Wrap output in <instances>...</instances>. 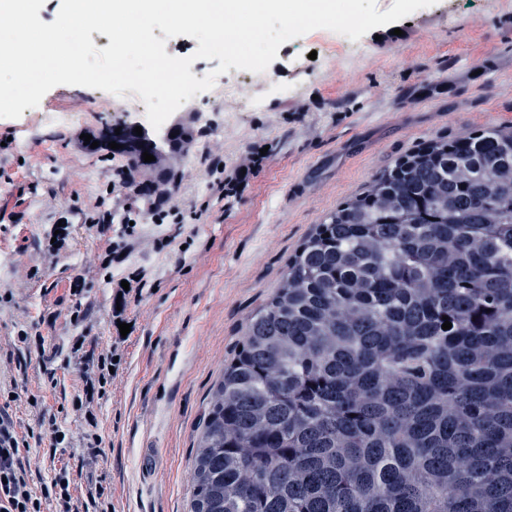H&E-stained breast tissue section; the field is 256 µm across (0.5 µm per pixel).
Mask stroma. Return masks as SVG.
<instances>
[{
  "instance_id": "1",
  "label": "stroma",
  "mask_w": 512,
  "mask_h": 512,
  "mask_svg": "<svg viewBox=\"0 0 512 512\" xmlns=\"http://www.w3.org/2000/svg\"><path fill=\"white\" fill-rule=\"evenodd\" d=\"M224 80L232 96L191 109L159 214L144 174L125 183L123 158L81 139L119 121L162 139L131 96L59 85L0 118V383L19 436L50 420L66 435L31 445L35 487L65 464L74 495L103 486L112 512H189L212 388L315 225L416 145L512 126V0H436L355 42L316 29ZM219 177L237 189L219 195ZM107 352L120 364L89 395Z\"/></svg>"
}]
</instances>
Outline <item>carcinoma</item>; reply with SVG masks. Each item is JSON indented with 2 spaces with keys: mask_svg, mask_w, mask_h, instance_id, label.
Segmentation results:
<instances>
[{
  "mask_svg": "<svg viewBox=\"0 0 512 512\" xmlns=\"http://www.w3.org/2000/svg\"><path fill=\"white\" fill-rule=\"evenodd\" d=\"M192 139L92 132L151 172L154 209ZM192 476L190 512H512V129L421 143L317 225L214 386Z\"/></svg>",
  "mask_w": 512,
  "mask_h": 512,
  "instance_id": "1",
  "label": "carcinoma"
}]
</instances>
